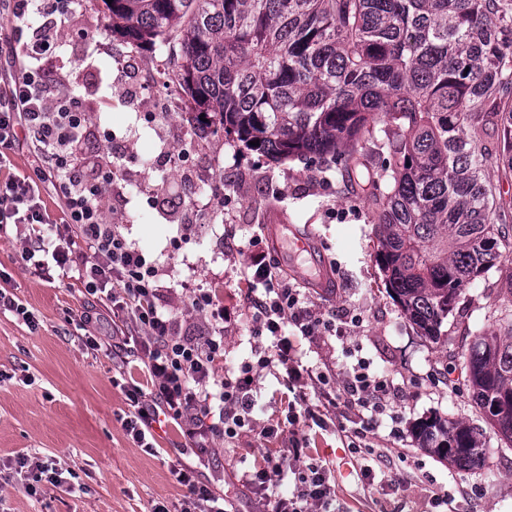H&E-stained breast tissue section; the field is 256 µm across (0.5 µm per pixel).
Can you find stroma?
Returning <instances> with one entry per match:
<instances>
[{"label":"stroma","mask_w":512,"mask_h":512,"mask_svg":"<svg viewBox=\"0 0 512 512\" xmlns=\"http://www.w3.org/2000/svg\"><path fill=\"white\" fill-rule=\"evenodd\" d=\"M59 39V53L39 65L90 112L81 154L88 177L98 178L106 160L124 170V179L105 187L106 214L156 263L165 286L191 275L205 287H222L227 307L244 308L249 239L284 221L310 225L316 234L337 285L306 289L305 304L350 324L346 339L303 343V363L340 374L363 358L401 391L397 419L382 417L369 435L375 452L368 458L342 452L337 437L312 436L307 456L333 466L334 512H512V448L474 407L463 361L448 356L449 349L469 346L467 330L494 329L495 310L512 302L504 274L490 271L466 288L444 325L450 347L426 341L387 289L371 205L350 195L332 160L270 163L221 132L197 148L179 134L186 111L166 107L163 59L131 52L113 38L102 0L66 17ZM191 218L217 225L221 253L207 239L184 234ZM20 249L0 240V266L12 275L7 291L40 326L33 332L0 313V512H150L158 501L177 506L185 490L171 465L178 458L197 464V456L177 454L169 435L152 455L132 443L122 427L128 405L112 383L122 364L111 347L91 351L80 339L78 318L88 296L76 281L50 282L22 267ZM435 415L464 418L480 433L485 468L461 470L420 448L415 426ZM264 452L249 432L229 444L214 440L203 477L234 505L253 504L237 480ZM20 454L54 461L62 484H43L35 497L18 491L12 463ZM367 464L376 481L363 478Z\"/></svg>","instance_id":"1"}]
</instances>
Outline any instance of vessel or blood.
Segmentation results:
<instances>
[{
    "label": "vessel or blood",
    "mask_w": 512,
    "mask_h": 512,
    "mask_svg": "<svg viewBox=\"0 0 512 512\" xmlns=\"http://www.w3.org/2000/svg\"><path fill=\"white\" fill-rule=\"evenodd\" d=\"M270 244L275 253L287 258L296 277L314 287H333L335 278L325 256L319 255L312 232L292 224H276L271 228Z\"/></svg>",
    "instance_id": "obj_1"
}]
</instances>
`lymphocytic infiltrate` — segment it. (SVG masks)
I'll use <instances>...</instances> for the list:
<instances>
[{"instance_id": "f902f5d3", "label": "lymphocytic infiltrate", "mask_w": 512, "mask_h": 512, "mask_svg": "<svg viewBox=\"0 0 512 512\" xmlns=\"http://www.w3.org/2000/svg\"><path fill=\"white\" fill-rule=\"evenodd\" d=\"M0 9L12 19L10 31L0 36L8 49L4 63L20 70L0 83V237L21 242L23 267L48 279L56 275L75 280L93 298L81 316L89 348L101 349L98 330L104 318L132 324V335L120 336L112 346L143 362L149 385H121L129 408L127 435L146 453H156L153 428L164 421L180 428L197 455H205L215 439L236 440L251 426L257 380L261 373L273 374L282 378L292 398L284 418L267 422L258 437L266 442L284 439L288 446L265 456L256 471H243L240 481L267 512H328L336 495L330 464L303 462L308 440L299 427L310 423L334 430L336 410H346L352 425L338 431L343 446L369 454L366 439L376 421L394 414L393 382L371 372L361 358L332 389L327 375L303 365L301 341L340 338L346 329L335 317L308 310L300 288L276 272L259 236L248 242L251 287L243 312L226 308L219 289L186 285L185 302L204 319L194 323L179 314L165 298L155 264L104 215L100 183L121 178V170L108 167L101 181L90 180L74 154L87 137L89 113L78 97L36 65L41 57L55 54L56 26L68 14L69 0H0ZM34 13L43 22L27 39L23 25ZM23 146L33 157L30 176L13 171V156ZM48 185L60 201L54 213L42 197ZM99 301L106 313L97 311ZM242 315L249 317L252 335L267 343L227 370L224 329ZM315 385L320 392L313 405L307 391ZM287 466L295 478L284 493L271 478ZM171 473L186 490L178 512H225L224 498L201 481L196 468L178 464Z\"/></svg>"}]
</instances>
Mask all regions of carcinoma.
I'll list each match as a JSON object with an SVG mask.
<instances>
[{"label":"carcinoma","instance_id":"cac0c4a2","mask_svg":"<svg viewBox=\"0 0 512 512\" xmlns=\"http://www.w3.org/2000/svg\"><path fill=\"white\" fill-rule=\"evenodd\" d=\"M112 36L167 53L197 125L269 161L331 156L377 213L386 285L433 344L465 288L493 269L512 294V0H113ZM371 162L358 148L382 118ZM257 140L259 145L251 142ZM484 415L512 404V309L466 355ZM512 447V408L493 423ZM420 447L460 468L485 449L461 419L432 417Z\"/></svg>","mask_w":512,"mask_h":512}]
</instances>
